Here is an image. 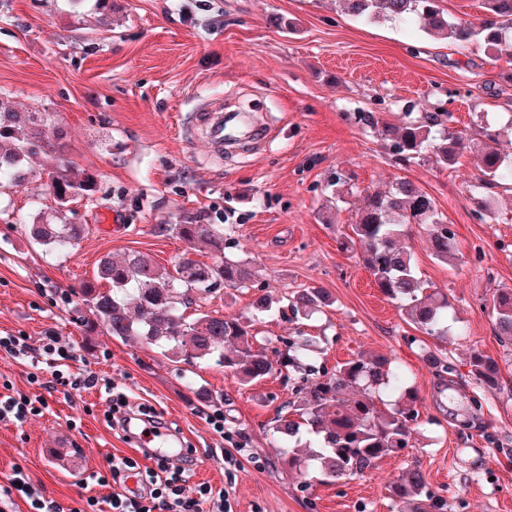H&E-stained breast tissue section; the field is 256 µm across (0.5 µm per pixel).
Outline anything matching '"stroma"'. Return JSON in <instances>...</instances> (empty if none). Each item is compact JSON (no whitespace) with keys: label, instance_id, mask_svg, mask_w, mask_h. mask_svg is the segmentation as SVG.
I'll return each mask as SVG.
<instances>
[{"label":"stroma","instance_id":"obj_1","mask_svg":"<svg viewBox=\"0 0 512 512\" xmlns=\"http://www.w3.org/2000/svg\"><path fill=\"white\" fill-rule=\"evenodd\" d=\"M218 98L252 113L265 141L216 155L186 132L193 107ZM0 104L56 113L70 161L98 181L93 199L73 206L88 233L63 260L30 242L19 223L33 216L34 200L53 205L40 180L0 188V334L61 336L74 348L73 370L96 371L131 407L150 406L190 449L192 483L228 491L234 512H398L389 484L412 468L447 498L448 512H512V344L495 335L485 306L495 289H512V194L500 191L492 220L480 223L468 190L481 164L476 153L451 169L399 166L389 144L355 119L365 111L399 125L406 112L439 105L465 133L491 123L511 158V57L359 22L338 0H115L104 25L75 13L70 0H0ZM339 170L353 175L355 191L331 204L324 187ZM398 178L430 194L456 234V258L446 263L435 258L426 229L413 227L403 240L419 276L448 294L441 350L455 376L447 384L396 304L356 253L338 245L361 193ZM187 212L223 225L228 256L257 272L252 288L192 294L187 317L253 319L272 351L305 333L315 339L317 365L330 370L360 353L395 360L422 399L407 448L361 478L300 475L282 468L265 429L289 398L280 375L243 386L211 363L188 371L156 346L124 342L103 327L85 330L91 314L68 303L71 288L107 255L138 250L172 267L185 244L158 227ZM311 287L325 289L332 304L305 324L258 316V298L283 306ZM476 351L497 363V388L471 376ZM202 390L223 395L230 440L209 428L213 408L200 400ZM231 444L241 450L234 467L224 464ZM139 446L113 425L105 391L55 394L24 424L0 422V485L19 469L44 497L79 508L110 493L87 483L89 473L112 455L138 457ZM51 448L79 454L57 466Z\"/></svg>","mask_w":512,"mask_h":512}]
</instances>
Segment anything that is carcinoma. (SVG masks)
<instances>
[{"mask_svg":"<svg viewBox=\"0 0 512 512\" xmlns=\"http://www.w3.org/2000/svg\"><path fill=\"white\" fill-rule=\"evenodd\" d=\"M343 10L363 21L416 24L442 40L461 47L478 42L488 50L512 44V0H484V16L477 22L453 20L444 15L440 0H340ZM391 143L395 159L403 164L433 160L452 168L467 150L480 153L481 168L475 188L490 191L512 186V161L495 147L496 133L482 126L480 137L470 139L450 126L448 111L425 112L401 125L387 123L372 112L359 116ZM66 131L52 112L0 111V187L24 186L30 163L42 160L41 177L52 195L51 212L36 210L25 223L31 240L49 252L67 255L87 233V225L65 218L69 205L92 199L97 188L94 174L75 169L67 159ZM414 225L428 230L435 256L443 261L455 256L456 237L441 221L435 202L413 182L395 181L385 192L362 197L351 233L340 245L363 248L362 262L380 292L401 309L407 324L438 341L448 339V295L426 292L415 272L413 257L399 242ZM160 229L175 235L189 249L199 245L219 256L212 265L181 258L173 269L159 266L147 253L132 251L122 260L101 259L95 276L72 290L76 304L85 306L98 325L125 341L158 345L175 363L194 365L213 360L242 385H250L272 372L294 376L290 384L292 413L277 415L272 430L282 441V465L288 469L310 467L326 481L364 476L377 462L398 454L409 444L412 423L418 418L417 390L405 386V376L385 356L360 354L332 373H320L312 363L313 340L286 342L284 350L270 355L251 320L240 315L217 317L207 313L193 319L183 306L191 291L210 293L219 286L246 288L255 273L225 254L224 228L206 218L187 213ZM330 306L319 288L296 292L289 308L293 318L307 320ZM495 334L512 342V289L497 288L490 303ZM477 383L498 385L496 362L479 351L470 359ZM358 391L355 398L346 391ZM399 390L400 397L386 404L382 392ZM315 435L317 450L299 458L296 448L303 433ZM390 495L401 512H448V500L425 490L422 472L411 469L390 484Z\"/></svg>","mask_w":512,"mask_h":512,"instance_id":"carcinoma-1","label":"carcinoma"}]
</instances>
